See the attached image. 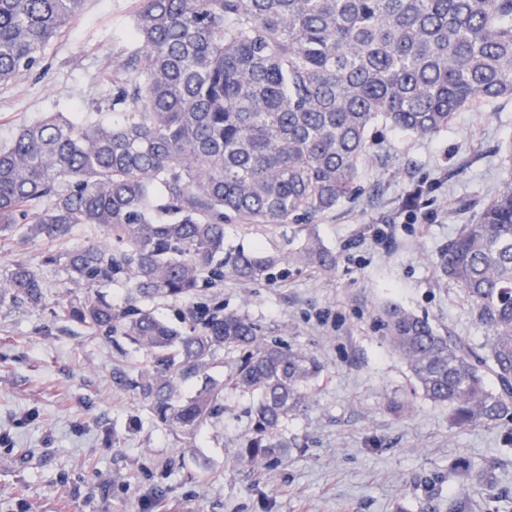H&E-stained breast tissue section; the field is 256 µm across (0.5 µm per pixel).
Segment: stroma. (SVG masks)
Returning <instances> with one entry per match:
<instances>
[{"mask_svg": "<svg viewBox=\"0 0 512 512\" xmlns=\"http://www.w3.org/2000/svg\"><path fill=\"white\" fill-rule=\"evenodd\" d=\"M137 0H88L83 15L45 50L39 74L0 84V145L48 112L101 98L131 48ZM358 193L314 224L337 259L325 275L293 267L271 282L225 279L224 309L269 338L315 356L307 409L288 418L286 459L257 471L239 461L252 430L249 397L228 391L224 413L197 442L156 424L117 384L136 376L144 351L53 318L65 274L48 252L104 242L81 226L63 241H0V277L26 261L46 285L44 305L0 304V512H143L153 486L167 512H512V422L456 429L448 408L413 396L403 359L385 341L375 309L388 301L428 317L442 332L482 343L457 288L439 277L442 250L468 223L451 203L490 197L512 141V98L457 112L449 131L411 137L384 127ZM297 224L226 223L224 241L284 255ZM491 485L450 473L460 460Z\"/></svg>", "mask_w": 512, "mask_h": 512, "instance_id": "1", "label": "stroma"}]
</instances>
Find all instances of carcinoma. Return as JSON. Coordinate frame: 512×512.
Here are the masks:
<instances>
[{"label": "carcinoma", "mask_w": 512, "mask_h": 512, "mask_svg": "<svg viewBox=\"0 0 512 512\" xmlns=\"http://www.w3.org/2000/svg\"><path fill=\"white\" fill-rule=\"evenodd\" d=\"M85 4L0 0V84L37 69ZM131 37L107 98L119 119L98 118L94 99L0 148V237L105 229L108 243L46 256L87 288L54 316L108 339L120 329L146 351L147 369L116 380L189 440L224 414L225 388L253 397L240 461L268 468L291 448L282 423L308 407L321 365L197 298L227 277L271 281L285 260L329 274L336 256L311 233L286 259L228 249L224 223L306 227L355 192L374 125L432 137L456 112L511 98L512 0H139ZM503 163L496 191L438 263L485 342L444 335L395 303L377 309L417 393L448 406L457 429L512 420V142ZM119 279L144 301L195 300L188 326L98 295ZM44 294L23 262L0 279V301L38 305ZM225 347L242 356L219 381L209 369ZM455 471L487 478L467 461Z\"/></svg>", "instance_id": "1"}]
</instances>
